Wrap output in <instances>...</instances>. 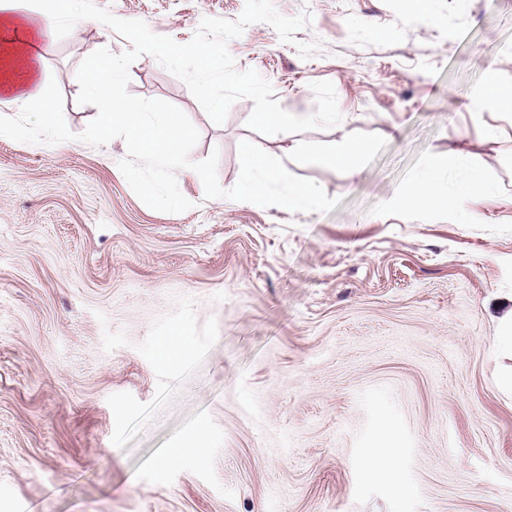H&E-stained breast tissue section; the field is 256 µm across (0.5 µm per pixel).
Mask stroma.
I'll use <instances>...</instances> for the list:
<instances>
[{
	"instance_id": "stroma-1",
	"label": "stroma",
	"mask_w": 512,
	"mask_h": 512,
	"mask_svg": "<svg viewBox=\"0 0 512 512\" xmlns=\"http://www.w3.org/2000/svg\"><path fill=\"white\" fill-rule=\"evenodd\" d=\"M189 42L244 0H95ZM309 11L301 58L268 24L228 43L289 112L331 81L330 129L264 136L248 99L214 124L151 56L128 91L180 108L222 187L248 140L339 204L209 199L154 210L124 139H0V512H512V0H274ZM130 42L95 21L40 45L71 131L97 114L72 76ZM364 143L342 168L336 144ZM482 178L471 200L404 209L428 155ZM476 220L461 223L462 211ZM182 449L165 467L168 449Z\"/></svg>"
}]
</instances>
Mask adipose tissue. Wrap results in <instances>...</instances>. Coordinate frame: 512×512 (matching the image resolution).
<instances>
[{
	"label": "adipose tissue",
	"mask_w": 512,
	"mask_h": 512,
	"mask_svg": "<svg viewBox=\"0 0 512 512\" xmlns=\"http://www.w3.org/2000/svg\"><path fill=\"white\" fill-rule=\"evenodd\" d=\"M0 32L5 33L11 50L0 58V95L12 101L42 98L46 83L39 45L52 28L34 6V0H0ZM452 163L436 156L426 157L417 191L399 198L403 208L436 207L448 196H463L477 187L479 176L455 181Z\"/></svg>",
	"instance_id": "1"
}]
</instances>
